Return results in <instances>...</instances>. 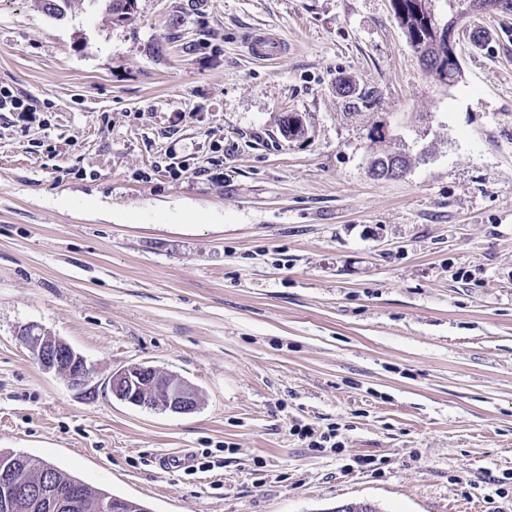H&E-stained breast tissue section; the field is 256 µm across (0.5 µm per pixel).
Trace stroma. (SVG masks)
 <instances>
[{
    "mask_svg": "<svg viewBox=\"0 0 512 512\" xmlns=\"http://www.w3.org/2000/svg\"><path fill=\"white\" fill-rule=\"evenodd\" d=\"M456 51L428 74L392 0H0V89L37 110L0 111V452L151 512H512V12ZM133 364L198 409L113 398ZM250 55L261 61L271 60L275 54L282 52L283 44L266 33L259 32L252 34L248 41ZM20 338L42 369L64 376L76 388L88 385L93 368L63 339L33 327L23 330Z\"/></svg>",
    "mask_w": 512,
    "mask_h": 512,
    "instance_id": "stroma-1",
    "label": "stroma"
}]
</instances>
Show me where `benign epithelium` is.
<instances>
[{
	"mask_svg": "<svg viewBox=\"0 0 512 512\" xmlns=\"http://www.w3.org/2000/svg\"><path fill=\"white\" fill-rule=\"evenodd\" d=\"M21 339L42 369L64 376L76 388L88 385L93 368L63 339L33 327L23 330ZM109 389L112 397L120 401L172 414H188L199 405V394L188 381L141 364L112 373ZM13 470L14 467L7 464L0 467V508L5 512L13 508L17 496ZM27 495L44 512H73L80 506L78 492L57 495L48 476L29 487Z\"/></svg>",
	"mask_w": 512,
	"mask_h": 512,
	"instance_id": "7a95c632",
	"label": "benign epithelium"
}]
</instances>
